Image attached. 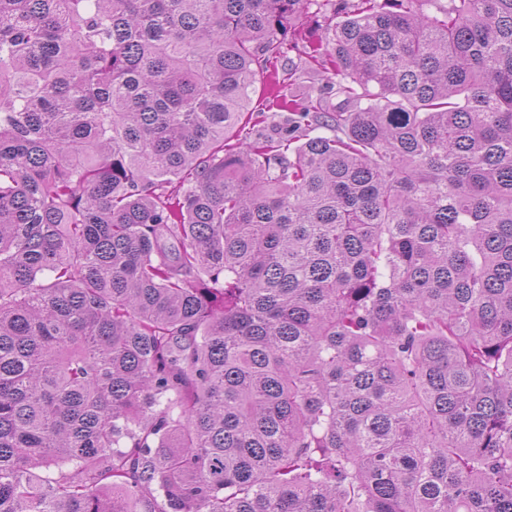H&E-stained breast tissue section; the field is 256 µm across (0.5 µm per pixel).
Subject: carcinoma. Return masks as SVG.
<instances>
[{
    "label": "carcinoma",
    "mask_w": 512,
    "mask_h": 512,
    "mask_svg": "<svg viewBox=\"0 0 512 512\" xmlns=\"http://www.w3.org/2000/svg\"><path fill=\"white\" fill-rule=\"evenodd\" d=\"M0 512H512V0H0Z\"/></svg>",
    "instance_id": "1"
}]
</instances>
